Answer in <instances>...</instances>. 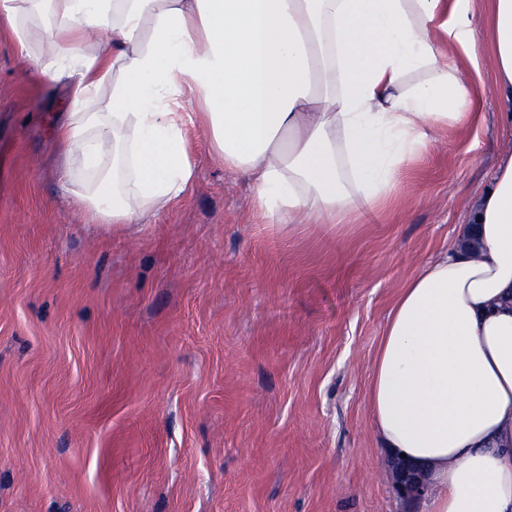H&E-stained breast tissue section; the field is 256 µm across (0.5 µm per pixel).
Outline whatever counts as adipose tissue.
Instances as JSON below:
<instances>
[{
  "mask_svg": "<svg viewBox=\"0 0 512 512\" xmlns=\"http://www.w3.org/2000/svg\"><path fill=\"white\" fill-rule=\"evenodd\" d=\"M472 2L0 0V26L25 54L22 17L38 14L41 74L72 105L54 131L59 180L92 223H143L193 182L186 88L271 223L324 224L383 205L443 127L477 119ZM485 2L512 103V0ZM418 70L426 80L406 84ZM368 403L384 453L425 471V512H512V155L461 235L401 289Z\"/></svg>",
  "mask_w": 512,
  "mask_h": 512,
  "instance_id": "adipose-tissue-1",
  "label": "adipose tissue"
}]
</instances>
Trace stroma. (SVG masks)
Returning <instances> with one entry per match:
<instances>
[{
  "label": "stroma",
  "mask_w": 512,
  "mask_h": 512,
  "mask_svg": "<svg viewBox=\"0 0 512 512\" xmlns=\"http://www.w3.org/2000/svg\"><path fill=\"white\" fill-rule=\"evenodd\" d=\"M481 116L441 131L392 207L271 224L188 126L196 178L133 230L58 186L65 89L0 32V512H422L366 400L405 282L512 154L484 51Z\"/></svg>",
  "instance_id": "stroma-1"
}]
</instances>
